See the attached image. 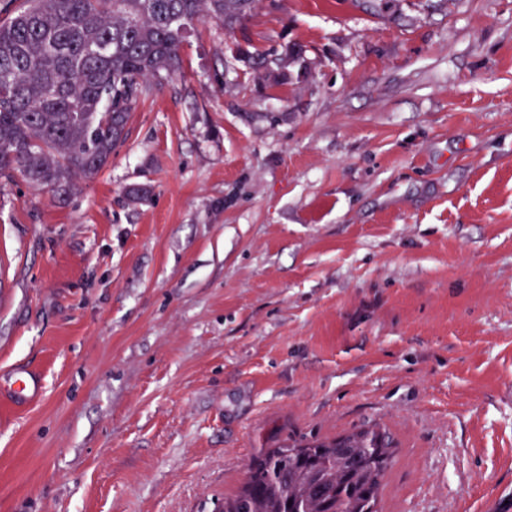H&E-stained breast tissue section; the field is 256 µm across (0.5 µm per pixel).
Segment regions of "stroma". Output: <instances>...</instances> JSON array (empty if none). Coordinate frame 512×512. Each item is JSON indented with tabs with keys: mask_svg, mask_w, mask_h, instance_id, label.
Here are the masks:
<instances>
[{
	"mask_svg": "<svg viewBox=\"0 0 512 512\" xmlns=\"http://www.w3.org/2000/svg\"><path fill=\"white\" fill-rule=\"evenodd\" d=\"M182 58L67 201L0 182V512H213L365 427L378 512H512V0H257Z\"/></svg>",
	"mask_w": 512,
	"mask_h": 512,
	"instance_id": "1",
	"label": "stroma"
}]
</instances>
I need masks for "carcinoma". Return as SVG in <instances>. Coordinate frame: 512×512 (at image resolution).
<instances>
[{
    "instance_id": "obj_1",
    "label": "carcinoma",
    "mask_w": 512,
    "mask_h": 512,
    "mask_svg": "<svg viewBox=\"0 0 512 512\" xmlns=\"http://www.w3.org/2000/svg\"><path fill=\"white\" fill-rule=\"evenodd\" d=\"M0 0V178L54 198L125 142L138 104L182 67L199 22L231 29L253 0ZM393 439L360 429L269 448L213 512H377Z\"/></svg>"
}]
</instances>
